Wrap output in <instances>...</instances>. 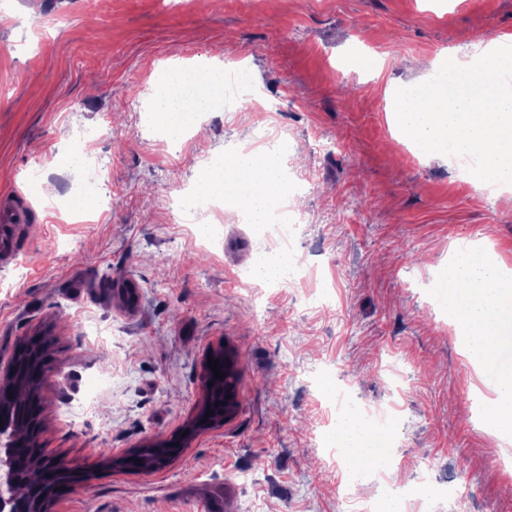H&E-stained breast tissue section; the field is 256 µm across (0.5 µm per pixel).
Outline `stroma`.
I'll return each instance as SVG.
<instances>
[{
	"label": "stroma",
	"mask_w": 512,
	"mask_h": 512,
	"mask_svg": "<svg viewBox=\"0 0 512 512\" xmlns=\"http://www.w3.org/2000/svg\"><path fill=\"white\" fill-rule=\"evenodd\" d=\"M510 36L512 0H0V198L23 192L38 213L0 249V361L39 333L60 367L36 443L77 479L48 512H364L376 487L327 442L338 386L384 410L404 481L426 462L468 486L433 512H512V443L481 424L494 379L450 331L443 275L454 246L483 239L512 266V189L419 154L389 102L412 63L431 78L444 52L467 60ZM359 54L381 72L348 70ZM216 58L244 68L267 112L218 91L206 125L153 114L165 67ZM79 135L108 157L113 202L59 212L44 191L67 187ZM281 140L303 157L297 247L323 266L312 301L303 284L257 288L259 243L233 211L209 255L170 210L240 142ZM225 348L235 416L164 467H113L180 436L207 354Z\"/></svg>",
	"instance_id": "obj_1"
}]
</instances>
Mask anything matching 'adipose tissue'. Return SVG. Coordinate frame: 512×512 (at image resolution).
<instances>
[{"label": "adipose tissue", "instance_id": "adipose-tissue-1", "mask_svg": "<svg viewBox=\"0 0 512 512\" xmlns=\"http://www.w3.org/2000/svg\"><path fill=\"white\" fill-rule=\"evenodd\" d=\"M224 82V73L210 71L199 77L187 69H174L157 89V112H197L208 106L212 89ZM283 166L277 151L242 148L225 158L202 183L201 194L246 201L251 223H269L271 215L287 219L281 210L280 177ZM448 318L455 324L458 342L476 360L495 356L512 341V268L489 260L478 246L455 251L448 264ZM377 435L353 417L341 422L333 435L335 447L357 467H379Z\"/></svg>", "mask_w": 512, "mask_h": 512}]
</instances>
